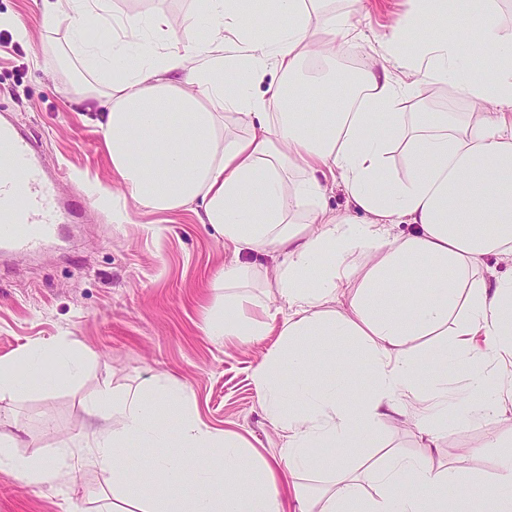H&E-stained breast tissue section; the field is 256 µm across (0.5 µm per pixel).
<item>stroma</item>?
Masks as SVG:
<instances>
[{
  "label": "stroma",
  "instance_id": "obj_1",
  "mask_svg": "<svg viewBox=\"0 0 512 512\" xmlns=\"http://www.w3.org/2000/svg\"><path fill=\"white\" fill-rule=\"evenodd\" d=\"M116 16L162 12L180 23L189 0H110ZM350 14V38L338 58L385 64L382 35L406 10L405 0H336ZM0 22L25 30L17 45L0 47V110L37 131L50 166L60 168L63 194L79 212L68 245L38 258L0 257V359L28 345L66 336L93 362L77 385L35 386L24 398L0 396V436L17 440L22 456L56 455L61 442L91 424L83 403L102 384L142 391L156 376L187 385L200 419L245 437L266 460L278 457L283 431L267 418L252 379L279 342L281 316L266 317L264 336L213 343L205 320L220 304L211 284L232 257L231 246L190 209L154 213L128 204V220L112 221L111 201L93 189L121 194L96 126L74 99L84 81L67 55V24L45 27L34 0H0ZM512 440V420L490 417L461 426L448 415V435L434 450L467 484L459 512H474L480 476L492 475ZM64 486H35L0 468V512H86Z\"/></svg>",
  "mask_w": 512,
  "mask_h": 512
}]
</instances>
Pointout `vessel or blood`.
I'll return each instance as SVG.
<instances>
[{
  "mask_svg": "<svg viewBox=\"0 0 512 512\" xmlns=\"http://www.w3.org/2000/svg\"><path fill=\"white\" fill-rule=\"evenodd\" d=\"M62 173L42 160L39 138L0 117V255H35L62 240L76 213Z\"/></svg>",
  "mask_w": 512,
  "mask_h": 512,
  "instance_id": "b4317fda",
  "label": "vessel or blood"
}]
</instances>
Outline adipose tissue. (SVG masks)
I'll return each instance as SVG.
<instances>
[{
    "mask_svg": "<svg viewBox=\"0 0 512 512\" xmlns=\"http://www.w3.org/2000/svg\"><path fill=\"white\" fill-rule=\"evenodd\" d=\"M325 2L265 0L250 13L244 0H192L181 26L158 12L121 20L108 47L77 29L69 42L91 74L78 101L94 112L125 189L112 199L115 222H126L131 202L158 213L194 207L234 253L281 255L271 271L225 265L213 285L224 307L204 331L218 341L263 335L244 289L269 286L286 303L279 343L253 374L267 417L286 434L282 454L265 460L208 426L189 389L160 376L145 396L119 400L100 387L84 406L96 424L69 464L17 455L14 440L0 438V466L92 503L98 496L79 476L107 473L112 512H286L279 478L312 469L329 483L317 496L296 491L295 512H455L447 489L460 480L430 456L449 408L469 424L512 412V372L502 367L512 357V278L480 273L488 256L512 258V28L498 0H407L381 43L398 61L424 34L408 78L365 65L352 94L315 112L285 81L305 72L310 93L327 85L352 24ZM44 3L49 26L112 19L106 0ZM451 22L469 38H448ZM182 27L196 40H183ZM229 34L230 57L196 63ZM419 77L451 85L468 111H407ZM332 184L361 221L327 209ZM401 224L411 232L396 235ZM463 357L475 392L452 402L448 377ZM84 359L64 336L29 346L0 360V396L27 394L31 377L73 383ZM399 417L415 425L424 454L393 453L359 474L345 466L347 449L373 447L379 426ZM483 486L477 512H512L511 456Z\"/></svg>",
    "mask_w": 512,
    "mask_h": 512,
    "instance_id": "obj_1",
    "label": "adipose tissue"
}]
</instances>
